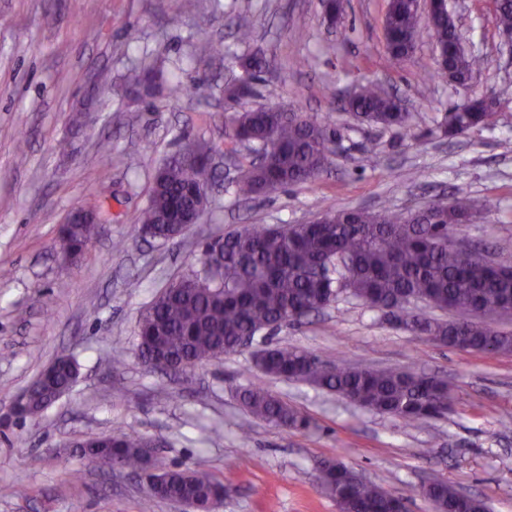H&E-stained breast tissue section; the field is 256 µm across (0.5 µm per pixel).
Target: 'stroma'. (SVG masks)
Instances as JSON below:
<instances>
[{
	"label": "stroma",
	"mask_w": 512,
	"mask_h": 512,
	"mask_svg": "<svg viewBox=\"0 0 512 512\" xmlns=\"http://www.w3.org/2000/svg\"><path fill=\"white\" fill-rule=\"evenodd\" d=\"M71 3L0 0V413L56 358L80 368L40 422L0 435V485L28 491L0 497V512H141L142 478L104 472L72 451L85 433L129 430L156 443L158 466L232 480L218 512H339L316 471L317 460L333 456L402 497L406 512H433L421 488L434 479L485 499L490 512H512V430L500 427L512 417V353L439 345L344 293L265 342L191 371L152 370L137 356L141 313L198 266L205 241L249 224H306L332 206L405 214L451 201L461 187L488 208L450 227V236L512 265V250L502 248L512 242V102L465 134L447 136L443 126L468 93L512 87V42L493 21L494 0L448 2L467 51L486 61L467 92L435 77L427 27L403 68H389L388 0H346L345 20L334 27L321 0H198L190 14L177 13L173 0H81L77 12ZM242 15L255 23L247 45L232 26ZM208 44L220 54L202 53ZM252 49L275 69L253 80L243 107L284 102L335 129L328 172L245 204L215 187L189 234L141 237L154 175L182 136L205 140L224 163V87L241 76L237 58ZM298 57L306 61L300 69ZM146 60L155 87L141 102L130 85ZM368 79L407 100V127L381 129L337 106ZM178 83L191 92L174 97ZM104 139L106 155L98 149ZM102 201L112 209L92 247L66 259L60 230L69 214ZM265 343L331 365L446 376L451 409L408 426L327 390L264 376L254 356ZM108 355L120 366L106 369ZM252 383L308 415L311 427L287 430L251 416L235 391Z\"/></svg>",
	"instance_id": "stroma-1"
}]
</instances>
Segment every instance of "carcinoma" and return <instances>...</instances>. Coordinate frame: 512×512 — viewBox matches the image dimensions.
<instances>
[{
    "instance_id": "cac0c4a2",
    "label": "carcinoma",
    "mask_w": 512,
    "mask_h": 512,
    "mask_svg": "<svg viewBox=\"0 0 512 512\" xmlns=\"http://www.w3.org/2000/svg\"><path fill=\"white\" fill-rule=\"evenodd\" d=\"M495 25L512 33V0H496ZM420 17L412 0H389L385 33L389 65L401 66L419 38ZM243 44L253 39V22L246 16L234 23ZM435 39L446 45L448 68L436 74L466 91L484 65L478 55L456 46V26L443 12L434 18ZM244 72L258 78L272 63L259 50L241 57ZM153 71L136 74L131 92L149 96ZM349 110L369 125L402 128L409 119L405 100L387 95L374 82L359 86L348 102ZM334 133L298 109L289 112L246 110L224 116V140L232 151L247 143L274 142L260 166H239L232 182L235 196L254 200L269 183L282 189L314 184L328 169ZM206 143L187 139L162 164L153 179L149 204L140 217L141 228L153 238L173 240L180 225L167 223L176 210L187 206L201 183L214 171ZM455 204L432 203L407 216L364 208L327 209L332 224L251 225L205 243L200 268L171 284L142 312L138 322V350L143 363L155 370L180 372L192 360L221 359L238 348L244 337L278 328L292 320L293 312H318L342 293L394 316L396 326L443 345L478 352H512V333L492 329L482 322L502 314L512 304V268H494L471 261L468 253L448 247L449 227L463 212L487 207L464 189L455 192ZM96 225L67 224L62 228L69 249L80 253L94 239ZM455 318L418 315L407 309L415 298ZM255 368L266 376L296 380L334 392L350 402L415 424L448 413V381L436 375H419L389 368L330 366L311 352L291 347L266 346L255 356ZM74 384L72 364L58 359L51 376L39 375L27 389L23 420H36L52 406L49 399ZM238 397L253 417L277 426L306 430L310 420L288 402L258 385L240 389ZM147 439L120 433L104 437L89 433L75 447L101 468L142 472L149 458ZM323 489L345 501L351 512H394L387 492L363 480L340 458L317 463ZM160 489L146 494L142 512L157 501H208L224 495L230 485L192 470L169 469ZM425 496L435 512H488L478 498H459V491L440 481Z\"/></svg>"
}]
</instances>
